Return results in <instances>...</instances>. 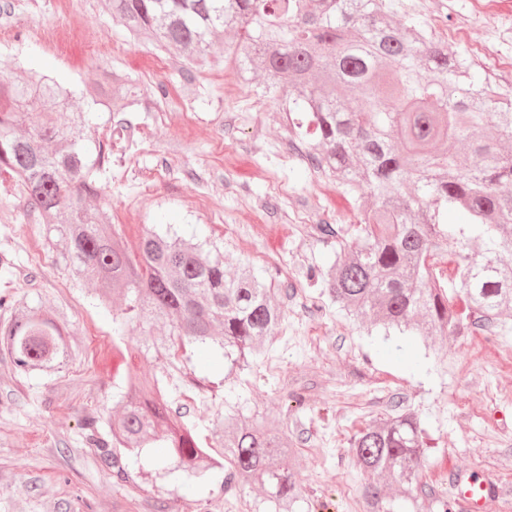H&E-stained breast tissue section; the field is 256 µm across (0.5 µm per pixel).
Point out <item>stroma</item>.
<instances>
[{
    "instance_id": "35a3bbf8",
    "label": "stroma",
    "mask_w": 512,
    "mask_h": 512,
    "mask_svg": "<svg viewBox=\"0 0 512 512\" xmlns=\"http://www.w3.org/2000/svg\"><path fill=\"white\" fill-rule=\"evenodd\" d=\"M398 20L431 29L449 50L512 94V0H496L495 17L472 14V0H393ZM15 36L0 43V70L36 68L82 94L97 69L124 73L137 103L116 114L91 105L85 149L122 126L143 142L122 141L100 174L102 202L128 251L144 231L173 230L220 248L228 266L248 262L271 281L286 313L248 367L225 375L224 364L190 349L191 387L166 360L139 354L141 331L112 340V313L99 307L90 286L77 282L39 218L26 215L12 181L0 176V295L63 311L78 355L50 378L17 374L0 351V512H265L262 493L224 483L223 469L205 481L177 470L144 478L166 449L152 444L139 459L115 454L128 473L116 481L111 465L88 445L95 421L109 437L120 378L130 366L162 381L172 413L208 443L209 428L225 403L243 420L265 419L287 438L301 484L296 512H368L361 489L369 476L357 465L350 440L368 424L415 412L429 446L418 497L424 512H460L448 477L465 467L497 482L502 494L484 512H512V317L464 323L457 332L398 350V337L367 332L310 282L311 268L327 269L335 243L360 237L358 211L335 183L287 158L293 141L280 98H261L238 82L223 52L187 67L175 55L130 40L101 0H0V24ZM73 27L68 52L38 41L44 25ZM97 36L106 54H89L84 36ZM164 66L155 78V66ZM307 223H294L296 215Z\"/></svg>"
}]
</instances>
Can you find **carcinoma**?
<instances>
[{"label": "carcinoma", "mask_w": 512, "mask_h": 512, "mask_svg": "<svg viewBox=\"0 0 512 512\" xmlns=\"http://www.w3.org/2000/svg\"><path fill=\"white\" fill-rule=\"evenodd\" d=\"M116 24L134 38L176 52L188 65L212 55L224 31L234 41L224 55L261 94L288 98V130L305 151L302 163L336 181L359 207L361 243L336 253L325 292L361 323L428 339L460 328L454 300L462 295L481 320L512 310V100L489 79L469 73L466 59L412 21L394 19L391 0H104ZM265 82L253 83L257 68ZM95 105L123 112L135 102L130 81L106 71L90 83ZM73 93L31 70L0 73V174L17 185L25 210L41 217L62 245L91 296L112 304V335L161 321L166 331L145 345L154 356L176 358L187 348L221 354L227 375L244 369L280 329L284 309L241 262L230 272L208 242L148 230L133 264L103 209L98 174L111 153L84 150L86 119L72 112ZM97 205H91V202ZM467 214L453 224L448 211ZM456 244L452 280L441 286L433 263ZM0 325V350L19 374H51L75 358L63 314L16 306ZM112 441L87 425V438L105 463L119 446L138 457L164 442L174 468L201 478L225 466L226 482L258 486L274 512H293L298 483L286 460L288 442L264 423L231 413L210 429V448L170 418L154 379L126 375ZM352 448L368 475L389 474L418 507L426 460L424 431L412 412L355 435ZM370 512H395L378 483L363 486Z\"/></svg>", "instance_id": "carcinoma-1"}]
</instances>
